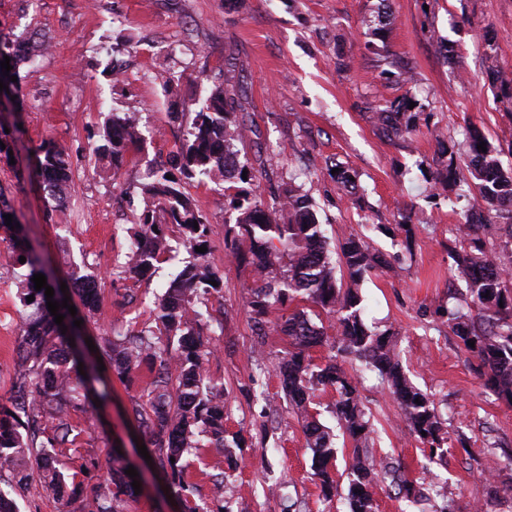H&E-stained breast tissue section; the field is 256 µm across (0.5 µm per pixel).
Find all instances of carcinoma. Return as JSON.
Returning <instances> with one entry per match:
<instances>
[{
    "label": "carcinoma",
    "instance_id": "obj_1",
    "mask_svg": "<svg viewBox=\"0 0 512 512\" xmlns=\"http://www.w3.org/2000/svg\"><path fill=\"white\" fill-rule=\"evenodd\" d=\"M388 2L381 0V7L366 20L370 35L377 39L383 38L392 24ZM30 44V37L0 40V61L10 57L9 75L20 76V67L31 61L32 55L24 51ZM409 105L405 99L387 101L369 112L368 119L380 137L406 143L420 120V113L409 111ZM248 132L250 128L236 119L224 86H214L196 112L188 137L169 162L149 174L142 188L139 251L133 266L126 268L130 278L145 276L163 260L170 231L179 233L194 262L176 275L161 299L156 329L121 339L107 336L99 357L120 376L129 375L143 360H150L155 371L150 398L145 403L134 402L132 412L156 464L177 488L185 512H200L196 502L186 495L183 452L200 447L204 437L228 457L238 447L237 440L226 438L224 405L204 386L203 336L199 321L189 318L191 310L201 317L194 298L199 291H207L217 277L205 264L207 254L195 251L209 246L211 223L185 191V185L196 177L210 179L227 173L229 178L248 184L235 192L229 203L235 212L231 231L239 241L232 257L250 268L252 285L247 306L257 336L265 337L269 328L288 337L289 349L278 369L290 409L305 417L306 443L323 494L330 497L338 490L334 472L337 447L322 425L308 419L307 402L314 390L331 387L336 392V427L343 440L352 445L346 463L348 512H375V495L384 485L410 503L420 498L448 499L445 481L431 469H425L427 480L418 484L405 476L399 461L373 457L371 413L357 379L346 368V363L359 361L375 372L388 396L398 404L404 428L422 445L424 457L431 463L443 460L448 453L444 419L429 397L409 381L392 334L371 331L361 317L359 286L366 276L386 265L385 258L367 240L347 238L340 247V261L349 283L345 288L339 286L307 195L290 181L269 207L262 200L257 176L240 164L236 146L244 142ZM104 140L100 146L103 159L116 175L126 153L143 142V134L135 116L115 113ZM481 143L486 150L477 148ZM462 156L466 159L468 185L484 208L465 214L459 225L460 248L454 250L453 259L466 288L456 297V304L442 309L441 315L447 317L448 328L461 348L479 361L483 386L497 399L512 403V260H505L485 241L499 224L512 240V167L503 165L500 150L480 129L469 126L462 142L437 141L432 171L436 190L448 192L457 185L458 158ZM35 167L48 198L57 204L64 202L61 192L69 189L71 182L65 149L54 143L43 146ZM6 214L7 206L3 204L0 229L10 233L15 258L25 257L33 271L42 268L40 256L24 245L17 230L5 224ZM29 295L34 296L30 303ZM298 300L336 315V339L332 342L336 353L324 365L314 363L309 354L311 348L328 342L324 328L304 310L285 314ZM21 301L29 314L25 345L18 356L14 409L0 408V478L18 476L34 467L43 486L66 503L68 512H124L128 500L134 497L133 479L125 474L129 465L117 451H112L111 476L106 485L78 479L97 465L93 458L84 460L67 475L50 463L52 451L75 444L67 414L73 380L85 385L83 403L88 407L97 399L105 400L107 392H99L92 385L98 379L97 360L83 358L81 363L67 367L70 343L79 337L70 329L61 333L47 308L45 290H35V283L30 281ZM157 334L172 336L176 343L160 348L153 341ZM470 341L474 346H468ZM82 371L86 375H80Z\"/></svg>",
    "mask_w": 512,
    "mask_h": 512
}]
</instances>
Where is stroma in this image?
Segmentation results:
<instances>
[{
    "label": "stroma",
    "instance_id": "35a3bbf8",
    "mask_svg": "<svg viewBox=\"0 0 512 512\" xmlns=\"http://www.w3.org/2000/svg\"><path fill=\"white\" fill-rule=\"evenodd\" d=\"M378 0H0V33L24 31L50 41L48 52L21 68L16 91L22 106L10 127L12 157H0V195L28 243L48 257L71 305L78 287L97 278V321L88 336L100 343L117 329L137 332L153 322L158 296L189 255L178 234L149 279L135 281L114 269L138 231L139 200L149 169L166 163L186 138L213 85L223 84L236 112L254 131L238 147L239 159L276 191L295 179L308 194L330 253L352 235L384 255L387 269L367 276L360 290L363 320L372 330L396 333L412 382L431 395L447 421L451 512H512V405L484 392L478 362L460 349L437 317L449 288H463L451 252L455 228L474 202L467 186L434 194L430 167L436 137L456 142L465 126L484 132L512 165V89L489 72L512 73V0H392L395 23L384 39L370 40L362 20ZM458 55L449 67L437 41ZM120 77H113V70ZM416 103L426 127L409 147L381 138L366 122L370 107L394 98ZM135 113L147 136L127 155L119 179L102 172L94 149L115 113ZM49 143L69 155L73 181L63 204L47 201L23 176L32 153ZM340 164L355 175L356 193L336 184L327 168ZM223 178L188 184L211 222L207 262L220 280L204 295L203 337L210 381L224 390V427L240 446L233 460L212 448L184 453L183 480L211 512H345L340 498L325 500L306 448L302 422L288 411L276 371L288 349L281 333L258 338L245 305L251 278L231 260L225 220L231 210ZM414 210L419 224L400 229ZM30 267L18 265L0 239V407L11 408L15 363L24 341L21 293ZM136 292L127 301V289ZM154 377L148 365L126 380L110 375L112 400L70 414L75 446L98 460L87 479L109 477L112 447L141 457L133 441L131 407L146 399ZM376 429L375 458L400 460L421 479L426 460L400 420V409L373 372L359 377ZM490 450L501 466L487 476L458 444ZM468 447V448H469ZM224 496L214 501L216 476ZM130 512H181L162 479H148Z\"/></svg>",
    "mask_w": 512,
    "mask_h": 512
}]
</instances>
